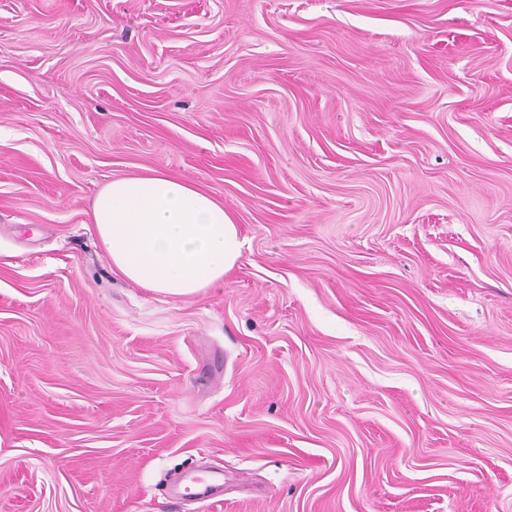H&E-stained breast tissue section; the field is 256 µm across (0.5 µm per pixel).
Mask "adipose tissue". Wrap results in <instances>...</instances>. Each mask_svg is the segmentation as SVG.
Instances as JSON below:
<instances>
[{
  "mask_svg": "<svg viewBox=\"0 0 512 512\" xmlns=\"http://www.w3.org/2000/svg\"><path fill=\"white\" fill-rule=\"evenodd\" d=\"M92 217L117 274L181 299L223 285L246 245L222 200L158 168L112 179L97 194Z\"/></svg>",
  "mask_w": 512,
  "mask_h": 512,
  "instance_id": "adipose-tissue-1",
  "label": "adipose tissue"
}]
</instances>
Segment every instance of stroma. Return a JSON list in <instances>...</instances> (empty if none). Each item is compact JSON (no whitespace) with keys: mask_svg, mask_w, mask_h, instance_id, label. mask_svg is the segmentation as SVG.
<instances>
[{"mask_svg":"<svg viewBox=\"0 0 512 512\" xmlns=\"http://www.w3.org/2000/svg\"><path fill=\"white\" fill-rule=\"evenodd\" d=\"M146 168L222 289L113 272ZM0 512H512V0H0ZM92 217L112 270L181 299L224 285L246 245L222 200L158 168L112 179L97 194Z\"/></svg>","mask_w":512,"mask_h":512,"instance_id":"obj_1","label":"stroma"}]
</instances>
